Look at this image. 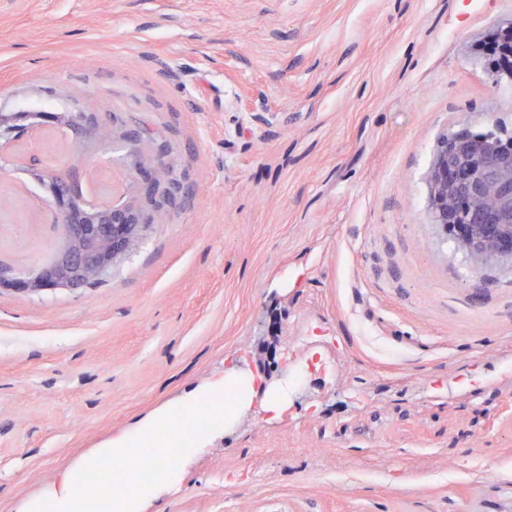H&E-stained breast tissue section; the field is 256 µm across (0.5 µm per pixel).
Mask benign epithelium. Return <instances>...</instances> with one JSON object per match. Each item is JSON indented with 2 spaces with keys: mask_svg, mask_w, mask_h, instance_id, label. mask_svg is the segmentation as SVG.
I'll use <instances>...</instances> for the list:
<instances>
[{
  "mask_svg": "<svg viewBox=\"0 0 512 512\" xmlns=\"http://www.w3.org/2000/svg\"><path fill=\"white\" fill-rule=\"evenodd\" d=\"M49 130L61 137L74 132L75 112L51 116ZM35 125L22 130L0 114V144L31 139ZM32 177L48 195L57 221L66 225L53 262L40 273L17 279L0 267V285H13L27 294L80 288L100 280L133 252L148 227L138 205L89 206L82 224H69L79 193L71 175L86 158L73 152L60 164L36 158L27 162ZM428 207L432 223L454 236L474 270L512 262V150L497 148L467 133L445 135L426 173Z\"/></svg>",
  "mask_w": 512,
  "mask_h": 512,
  "instance_id": "obj_1",
  "label": "benign epithelium"
}]
</instances>
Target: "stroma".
Returning <instances> with one entry per match:
<instances>
[{
    "mask_svg": "<svg viewBox=\"0 0 512 512\" xmlns=\"http://www.w3.org/2000/svg\"><path fill=\"white\" fill-rule=\"evenodd\" d=\"M512 0H0V113L85 109L56 145L139 247L92 287L0 286V512L236 367L262 399L144 512H512V265L432 223L443 135L512 138L484 51ZM147 137L132 151L130 133ZM0 155V264L62 228Z\"/></svg>",
    "mask_w": 512,
    "mask_h": 512,
    "instance_id": "obj_1",
    "label": "stroma"
}]
</instances>
